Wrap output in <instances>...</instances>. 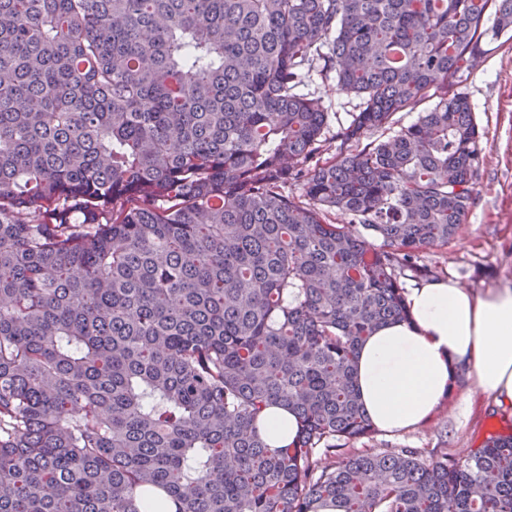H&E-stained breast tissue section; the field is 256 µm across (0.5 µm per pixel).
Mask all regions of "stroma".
<instances>
[{
    "mask_svg": "<svg viewBox=\"0 0 512 512\" xmlns=\"http://www.w3.org/2000/svg\"><path fill=\"white\" fill-rule=\"evenodd\" d=\"M485 53L463 77L448 82L449 92L467 93L475 119L484 133L483 162L467 219L442 247L423 249L420 262L435 278L457 280L479 293L512 284V36L485 40ZM301 93L324 96L337 120L356 111L357 96L338 91L335 82L310 72ZM512 434V420L495 411L490 399L472 391L460 375L452 399L442 403L418 428L395 435L376 433L359 441V448L444 449L461 456L482 447L489 436Z\"/></svg>",
    "mask_w": 512,
    "mask_h": 512,
    "instance_id": "35a3bbf8",
    "label": "stroma"
}]
</instances>
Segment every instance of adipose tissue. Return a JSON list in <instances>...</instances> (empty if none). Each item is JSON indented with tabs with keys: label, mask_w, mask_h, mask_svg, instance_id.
Instances as JSON below:
<instances>
[{
	"label": "adipose tissue",
	"mask_w": 512,
	"mask_h": 512,
	"mask_svg": "<svg viewBox=\"0 0 512 512\" xmlns=\"http://www.w3.org/2000/svg\"><path fill=\"white\" fill-rule=\"evenodd\" d=\"M409 318L381 327L359 350L356 387L380 432L426 422L456 388L461 368L497 411L512 417V286L477 294L451 279L406 294Z\"/></svg>",
	"instance_id": "adipose-tissue-1"
}]
</instances>
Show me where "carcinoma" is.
I'll use <instances>...</instances> for the list:
<instances>
[{
  "label": "carcinoma",
  "mask_w": 512,
  "mask_h": 512,
  "mask_svg": "<svg viewBox=\"0 0 512 512\" xmlns=\"http://www.w3.org/2000/svg\"><path fill=\"white\" fill-rule=\"evenodd\" d=\"M509 31L512 0H0V512H512V435L349 450L358 349L483 153L463 92L393 116ZM314 69L360 98L322 163ZM297 430L295 414L284 407L273 406L267 410L266 417L259 428L260 435L270 444L279 445L288 437L290 443Z\"/></svg>",
  "instance_id": "cac0c4a2"
}]
</instances>
